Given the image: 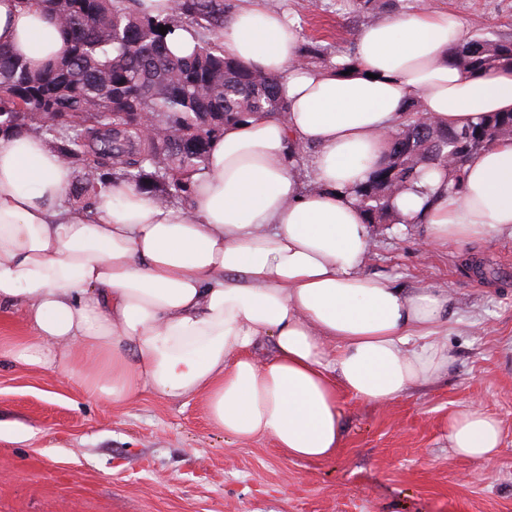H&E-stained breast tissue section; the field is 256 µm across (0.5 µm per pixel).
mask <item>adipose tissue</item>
I'll return each instance as SVG.
<instances>
[{
    "mask_svg": "<svg viewBox=\"0 0 512 512\" xmlns=\"http://www.w3.org/2000/svg\"><path fill=\"white\" fill-rule=\"evenodd\" d=\"M469 38L454 14L419 8L369 24L352 55L316 66L284 14L239 0L224 53L277 77L286 109L226 125L182 207L115 180L74 208L73 171L41 136L1 143L0 310L19 311L27 334L0 340V355L113 404L200 394L237 441L331 459L339 392L385 404L448 369L447 290L363 273L373 240L354 188L414 102L441 126L512 110V65L452 63ZM0 45L35 68L65 49L42 8L21 0H0ZM302 146L313 151L307 184ZM393 206L427 225L431 246L512 237V140L477 151L454 190L430 163ZM267 343L272 355L258 358ZM447 439L454 456L489 460L501 430L472 406Z\"/></svg>",
    "mask_w": 512,
    "mask_h": 512,
    "instance_id": "1",
    "label": "adipose tissue"
}]
</instances>
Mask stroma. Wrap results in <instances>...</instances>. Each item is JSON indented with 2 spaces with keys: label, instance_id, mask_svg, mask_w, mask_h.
<instances>
[{
  "label": "stroma",
  "instance_id": "obj_1",
  "mask_svg": "<svg viewBox=\"0 0 512 512\" xmlns=\"http://www.w3.org/2000/svg\"><path fill=\"white\" fill-rule=\"evenodd\" d=\"M325 60L352 51L356 0H269ZM470 32L512 31V0H425ZM364 271L397 288L447 289V372L400 399L340 394L342 441L323 463L272 439L241 444L203 397L155 393L116 406L55 375L0 361V512H512V238L427 248L425 227L373 225ZM478 404L503 444L492 460L454 457L450 419Z\"/></svg>",
  "mask_w": 512,
  "mask_h": 512
}]
</instances>
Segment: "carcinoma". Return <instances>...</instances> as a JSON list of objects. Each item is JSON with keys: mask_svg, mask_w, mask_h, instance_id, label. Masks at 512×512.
Listing matches in <instances>:
<instances>
[{"mask_svg": "<svg viewBox=\"0 0 512 512\" xmlns=\"http://www.w3.org/2000/svg\"><path fill=\"white\" fill-rule=\"evenodd\" d=\"M36 3L54 20L67 44L66 55L33 69L0 47V138L34 132L78 171L73 198L89 208L98 191L125 179L153 193L161 203L188 198L190 175L206 165L211 142L253 112L283 109L275 77L224 55V0H173L172 14L153 18L139 0H22ZM168 27L162 35L159 27ZM194 30L198 46L177 56L156 44L173 29ZM471 71L512 65V34L477 33L453 51ZM127 112L148 115L160 136L146 138ZM412 104L390 137L383 162L356 187L369 224H395L392 195L416 181L433 161L449 162L458 180L467 160H447L454 137L471 133L474 153L508 136L512 112L491 114L464 128L439 126Z\"/></svg>", "mask_w": 512, "mask_h": 512, "instance_id": "obj_1", "label": "carcinoma"}]
</instances>
